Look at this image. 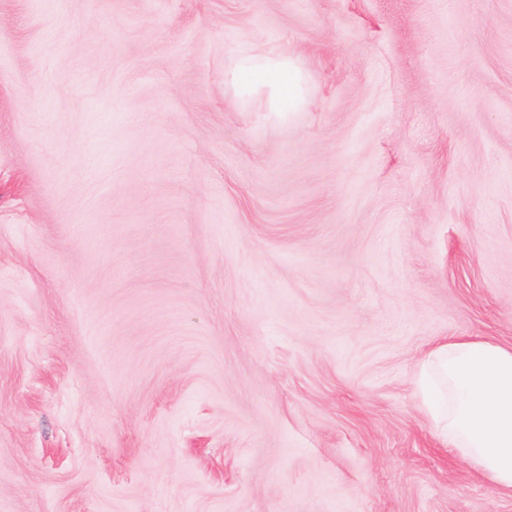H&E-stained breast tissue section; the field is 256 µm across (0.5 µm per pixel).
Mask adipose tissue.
<instances>
[{"label": "adipose tissue", "mask_w": 512, "mask_h": 512, "mask_svg": "<svg viewBox=\"0 0 512 512\" xmlns=\"http://www.w3.org/2000/svg\"><path fill=\"white\" fill-rule=\"evenodd\" d=\"M237 73L244 84L272 88L277 111L303 102L302 74L288 59L247 55ZM417 397L436 436L512 492V346L458 339L437 345L419 363Z\"/></svg>", "instance_id": "adipose-tissue-1"}]
</instances>
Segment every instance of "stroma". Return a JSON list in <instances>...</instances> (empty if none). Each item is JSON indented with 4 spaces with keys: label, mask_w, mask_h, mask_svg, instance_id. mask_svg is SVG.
I'll return each mask as SVG.
<instances>
[{
    "label": "stroma",
    "mask_w": 512,
    "mask_h": 512,
    "mask_svg": "<svg viewBox=\"0 0 512 512\" xmlns=\"http://www.w3.org/2000/svg\"><path fill=\"white\" fill-rule=\"evenodd\" d=\"M451 337L512 344V0H0V512H512ZM237 73L243 84L272 88V106L278 112H289L303 102L302 74L289 59L246 55L241 58ZM417 397L436 436L512 492V346L448 339L419 362Z\"/></svg>",
    "instance_id": "1"
}]
</instances>
